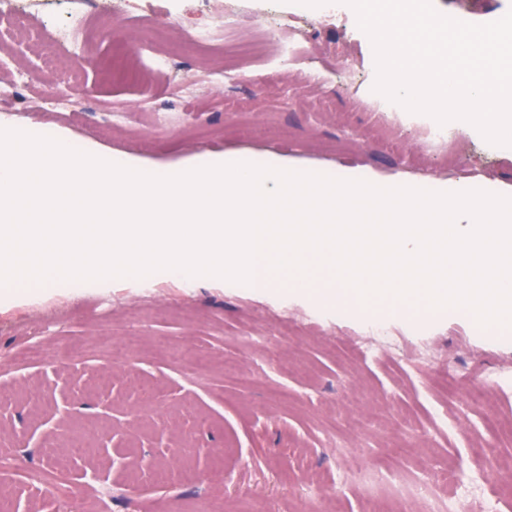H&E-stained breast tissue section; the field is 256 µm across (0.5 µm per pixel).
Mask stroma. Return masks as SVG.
Masks as SVG:
<instances>
[{"instance_id": "1", "label": "stroma", "mask_w": 512, "mask_h": 512, "mask_svg": "<svg viewBox=\"0 0 512 512\" xmlns=\"http://www.w3.org/2000/svg\"><path fill=\"white\" fill-rule=\"evenodd\" d=\"M433 5L474 24L512 10ZM76 14L88 17L80 68L65 74L42 53ZM227 15L231 46L274 29L298 43L296 61L224 60L195 43ZM1 43L0 126L48 127L152 172L203 154L278 156L329 176L512 196V151L454 120L434 140L432 117L370 98L372 43L345 4L299 17L287 0H16ZM155 55L170 68L151 70ZM73 345L77 357L56 360ZM27 431L36 443L23 444ZM101 454V480L69 482ZM0 458L44 476L37 493L1 484L0 512H43L47 497L56 512H99L103 499L112 512H444L448 468L460 480L483 470L497 512H512V328L169 270L29 284L0 302Z\"/></svg>"}]
</instances>
